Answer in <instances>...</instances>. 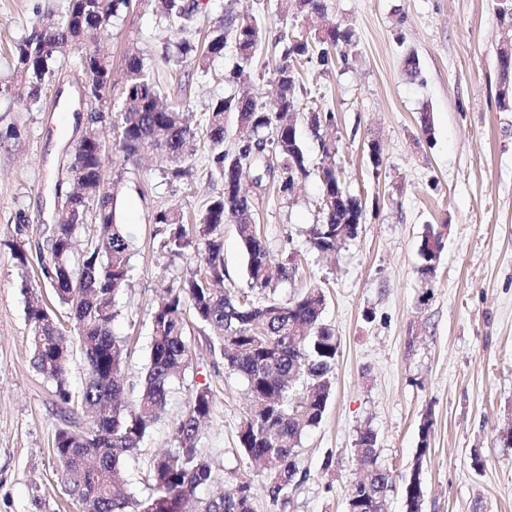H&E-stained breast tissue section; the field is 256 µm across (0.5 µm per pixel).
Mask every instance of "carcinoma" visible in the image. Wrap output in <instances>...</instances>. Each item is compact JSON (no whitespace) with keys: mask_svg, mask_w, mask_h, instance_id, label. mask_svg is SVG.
<instances>
[{"mask_svg":"<svg viewBox=\"0 0 512 512\" xmlns=\"http://www.w3.org/2000/svg\"><path fill=\"white\" fill-rule=\"evenodd\" d=\"M60 14L41 16L15 46L12 80L0 84V97L15 96L35 101L45 79L53 73L57 56L75 43L84 48L80 65L95 82L112 73L111 57L98 45V35L123 18L131 0H66ZM161 16L177 24L184 38L177 55L197 63L196 75L205 77L211 63L229 55L230 77L244 82L265 40V30L254 18L239 19L232 5L224 18L210 28L203 42L188 36L200 0H156ZM285 14L307 21L322 17L324 0H283ZM280 60L265 102L251 92L211 101L206 111L203 137L208 161L223 189L212 197L193 225L170 207L154 215L165 227L163 247L182 255L195 245L204 269L191 272L175 287L166 289L150 313L152 343L149 365L141 376L136 397L125 396V364L128 351L112 335L115 297L126 286L130 243L116 224L114 184L104 181L105 154L97 117L88 121L74 159L68 168L69 187L62 217L52 225L46 255L39 257L43 279L59 305L75 319L77 340L63 334L50 318L45 304L31 301L27 317L33 326L35 369L54 387L64 427L54 440V454L62 467L65 491L79 512H253L255 483L241 479L229 490L208 497L198 490L212 478L210 463L201 451L204 424L213 407L212 392L202 385L192 392L184 416L175 423L177 448L158 455L150 468L149 493L137 498L119 481L127 455L140 447L166 404L170 384L181 376L192 359L191 340L185 335V314L214 335L205 337L209 351L219 354L224 368L241 376L247 386L249 411L238 431L240 448L248 463L262 467V489L270 502L288 505V491L299 473L296 457L302 436L317 427L332 393L339 345L331 327L323 321L326 297L312 286L282 302L270 296L274 280H287L290 268L273 265L270 252L253 222L255 200L247 178L261 182L275 179L278 193L287 197L315 176L321 195L345 188L336 172V140L321 141L322 158L310 165L297 130L299 71L309 63L327 74L336 62L354 55L355 29L339 22L325 30L306 27L278 40ZM125 84L117 104L118 148L128 160L154 152L168 162L165 176L182 182L192 176L188 145L195 131L183 107L161 92L145 58L135 50L123 56ZM307 124L318 131L336 125V114L311 108ZM235 123L238 142L224 148L229 123ZM94 213L97 234L83 252L75 239L88 213ZM307 232L309 250L329 254L355 240L348 207L327 213ZM237 226L246 258L250 293L233 294L224 282V225ZM444 250L442 232L426 227L420 248L418 272L426 277ZM79 348L87 373L82 392L74 394L68 375L74 348ZM377 438L371 429L359 435L356 454L364 474L350 485L348 512H378L376 503L391 487L388 470L378 464Z\"/></svg>","mask_w":512,"mask_h":512,"instance_id":"cac0c4a2","label":"carcinoma"}]
</instances>
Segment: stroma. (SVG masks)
I'll list each match as a JSON object with an SVG mask.
<instances>
[{"mask_svg": "<svg viewBox=\"0 0 512 512\" xmlns=\"http://www.w3.org/2000/svg\"><path fill=\"white\" fill-rule=\"evenodd\" d=\"M498 0H325L327 22L353 24L357 47L346 64L324 74L302 67L300 81L336 113V165L366 222L335 255L307 248L318 223L320 186L309 178L288 197L275 183L256 188L254 220L275 262L294 266L274 284L286 301L318 286L324 321L339 350L333 395L322 422L302 438L297 464L303 481L286 509L257 492L255 512H348V489L359 463L364 429L378 438V462L391 475L386 512H405V485L420 471L421 512H512V109L497 103L502 87L496 52L502 35ZM65 0H0V83L12 75V51L43 14ZM259 20L267 42L294 24L280 0H238ZM177 27L150 0H132L123 20L102 37L113 71L133 48L144 56L161 92L202 127L209 103L236 92L229 60L194 77L178 58ZM414 51L421 73L403 67ZM87 76L76 49L54 64L35 104L0 98V512H77L53 454L62 427L52 385L33 366L31 293L51 299L37 261L20 265L9 241L43 245L56 223L58 180L68 175L76 145L97 101L84 95ZM430 128L422 130L421 116ZM17 134L3 138L7 129ZM106 180L118 185L116 221L130 241L127 286L115 299L114 336L130 352L127 395H135L151 349L149 314L165 288L178 285L202 261L197 251L173 256L153 222L174 207L196 216L220 192L203 140L193 143V174L171 186L152 156L125 160L113 146L112 121L102 123ZM377 140L383 166L373 174L365 144ZM443 228L445 248L434 276H422L425 225ZM224 286L247 287L246 262L235 225L224 227ZM213 393L202 451L212 481L208 497L249 475L238 431L247 415L244 380L199 346L169 387L161 418L126 457L129 493H147L154 458L176 448L174 424L200 385ZM432 419L430 450L420 454V425ZM330 469H323L325 456Z\"/></svg>", "mask_w": 512, "mask_h": 512, "instance_id": "35a3bbf8", "label": "stroma"}]
</instances>
